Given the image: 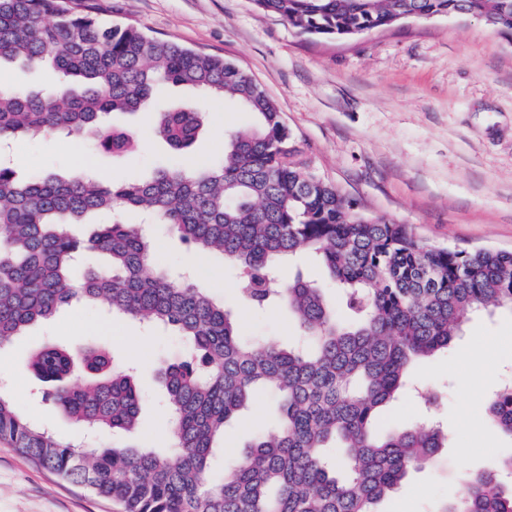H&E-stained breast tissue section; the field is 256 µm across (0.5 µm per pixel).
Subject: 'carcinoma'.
Segmentation results:
<instances>
[{
  "label": "carcinoma",
  "mask_w": 512,
  "mask_h": 512,
  "mask_svg": "<svg viewBox=\"0 0 512 512\" xmlns=\"http://www.w3.org/2000/svg\"><path fill=\"white\" fill-rule=\"evenodd\" d=\"M299 32L353 38L393 27L404 15H467L512 34V0H254ZM55 72L48 87L0 86V140L52 131L92 139L128 156L129 133L104 124L113 113L150 112L174 151L193 145L207 116L197 105L156 111L168 84L238 102L253 124L224 135V154L188 171L164 167L114 185L96 174L21 180L0 165V347L32 324L83 301L112 315L172 328L184 357L164 368L169 410L164 451L128 444L97 448L58 437L0 392V438L72 484L112 500L118 512H375L446 438L434 426L381 435L382 409L408 382L412 363L447 349L471 315L512 306V251L437 247L407 224L361 212L310 170L276 104L235 64L107 26L94 0H0V59ZM134 211L144 221L123 218ZM91 213L110 220L87 239L68 230ZM167 224L195 251L218 254L238 272L252 310L286 308L305 343L284 348L241 337L238 319L191 279L176 285L146 224ZM87 253L104 266L74 280ZM322 265L336 289L298 273L285 282L280 258ZM91 380L68 381L73 353L46 345L31 357L48 397L85 431L125 436L140 428L134 376L99 345L80 350ZM275 395L274 432L259 433L239 459L211 476L216 441L256 398ZM490 424L512 437V385L487 403ZM512 454L460 479L440 512H512Z\"/></svg>",
  "instance_id": "1"
}]
</instances>
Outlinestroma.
Masks as SVG:
<instances>
[{
  "mask_svg": "<svg viewBox=\"0 0 512 512\" xmlns=\"http://www.w3.org/2000/svg\"><path fill=\"white\" fill-rule=\"evenodd\" d=\"M104 21L132 26L197 51L224 57L248 73L278 106L310 170L357 201L369 216L411 225L432 245L512 251V36L464 15L405 20L352 39L299 33L252 0H97ZM252 117L234 101L213 109L193 153L219 158L224 134ZM115 126L142 142L114 157L81 141L63 152L43 132L12 142L10 164L20 176L67 175L82 165L121 182L149 177L183 158L156 139L145 114L117 115ZM153 232L175 271L196 268L205 287L239 315L248 339L294 344L300 329L287 311L243 312L232 265L216 255H188L164 224ZM109 343L116 365L135 367L142 390L137 443L165 444L167 414L160 370L183 350L169 329L150 331L135 319H116L92 304L73 303L51 321L0 347V390L19 411L60 438L78 442L27 367L30 354L53 343L69 349ZM414 386L385 411L389 423H433L448 436L435 465L413 471L378 512H437L452 498L458 475L488 469L512 454V438L490 426L486 405L512 380V309L472 315L450 348L416 363ZM428 391L431 404L419 401ZM274 397L242 411L216 449L212 473H224V455H239L270 428ZM0 512H115L111 500L71 484L0 439Z\"/></svg>",
  "mask_w": 512,
  "mask_h": 512,
  "instance_id": "stroma-1",
  "label": "stroma"
}]
</instances>
